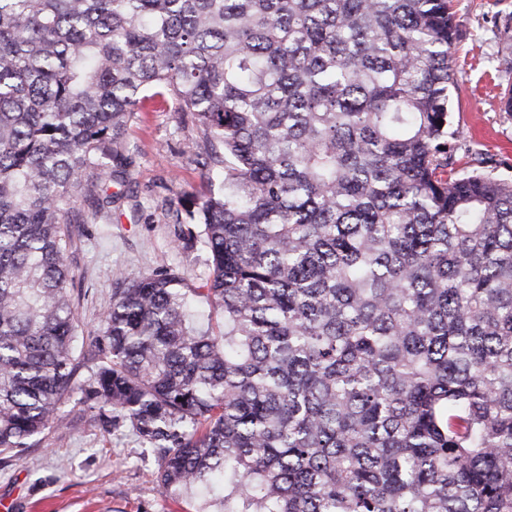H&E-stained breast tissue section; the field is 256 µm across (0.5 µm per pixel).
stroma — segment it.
<instances>
[{"label": "stroma", "mask_w": 512, "mask_h": 512, "mask_svg": "<svg viewBox=\"0 0 512 512\" xmlns=\"http://www.w3.org/2000/svg\"><path fill=\"white\" fill-rule=\"evenodd\" d=\"M460 38L452 49L457 87L451 92L448 146L458 173L482 172L512 182V113L499 98L512 88L501 58L512 54L504 20L512 0H453ZM127 182H113L112 216L74 228L69 249L71 292L85 340L76 350L74 387L56 423L34 437L20 459L0 461V506L7 512H201L196 495L179 501L157 484L158 458L129 423L102 429L79 413L81 389L100 359L94 342L104 306L120 279L176 270L200 286L209 274L203 244L184 251L174 242L170 201L204 190L196 158L202 135L182 113L162 107L139 113L126 135Z\"/></svg>", "instance_id": "1"}]
</instances>
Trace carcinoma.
<instances>
[{"label":"carcinoma","instance_id":"1","mask_svg":"<svg viewBox=\"0 0 512 512\" xmlns=\"http://www.w3.org/2000/svg\"><path fill=\"white\" fill-rule=\"evenodd\" d=\"M457 37L451 0H0V454L73 388L72 225L158 98L211 272L112 291L81 404L224 512H512V182L454 171Z\"/></svg>","mask_w":512,"mask_h":512}]
</instances>
